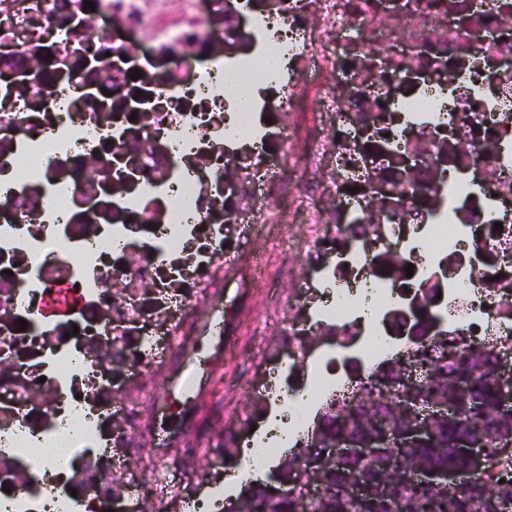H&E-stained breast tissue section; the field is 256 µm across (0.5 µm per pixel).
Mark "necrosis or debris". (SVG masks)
I'll use <instances>...</instances> for the list:
<instances>
[{
  "label": "necrosis or debris",
  "mask_w": 512,
  "mask_h": 512,
  "mask_svg": "<svg viewBox=\"0 0 512 512\" xmlns=\"http://www.w3.org/2000/svg\"><path fill=\"white\" fill-rule=\"evenodd\" d=\"M91 2L64 28L60 0H0V46L48 31L61 75L27 72L0 112V512L110 500L100 463L148 439L166 351L243 266L295 286L231 316L246 341L225 352L248 358L257 409L226 393L228 448L276 457L251 434L271 402L302 400L301 437L411 343L512 338V0ZM374 182L398 208L368 206ZM61 283L79 304L50 321ZM73 420L79 445L61 436ZM212 446L189 434L130 475L152 481L150 512L203 499L183 466Z\"/></svg>",
  "instance_id": "1"
}]
</instances>
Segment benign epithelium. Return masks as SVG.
Here are the masks:
<instances>
[{
  "instance_id": "1",
  "label": "benign epithelium",
  "mask_w": 512,
  "mask_h": 512,
  "mask_svg": "<svg viewBox=\"0 0 512 512\" xmlns=\"http://www.w3.org/2000/svg\"><path fill=\"white\" fill-rule=\"evenodd\" d=\"M370 191L374 204L384 209L398 205L383 186L375 183ZM511 360L512 354L500 353L491 365L502 413L512 412V374L503 371ZM470 395L471 387L459 373L434 380L418 364L400 359L396 371L373 374L364 388L343 403L336 413V427L343 433L331 437L319 428L310 434V449L300 460L305 478L302 494H297L294 482L283 480V466L275 470L272 480L278 483L277 496L309 507L326 500V485L334 477L340 495L352 501L357 512H397L399 507L406 508L403 492L414 490L426 496L446 487L482 488L480 512H509L512 499L487 491L499 462L490 454L483 434L460 433L449 443L461 460L457 468L425 469L412 462L413 453L439 438L442 423L458 417ZM387 398L394 400L390 408L381 403ZM351 459L370 461L379 469L367 479L356 480L345 471Z\"/></svg>"
}]
</instances>
